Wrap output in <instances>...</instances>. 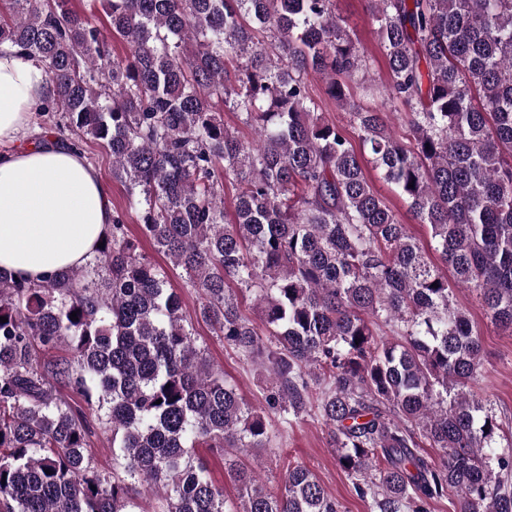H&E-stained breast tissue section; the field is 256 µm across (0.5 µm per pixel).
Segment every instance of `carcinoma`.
I'll return each mask as SVG.
<instances>
[{
    "instance_id": "carcinoma-1",
    "label": "carcinoma",
    "mask_w": 512,
    "mask_h": 512,
    "mask_svg": "<svg viewBox=\"0 0 512 512\" xmlns=\"http://www.w3.org/2000/svg\"><path fill=\"white\" fill-rule=\"evenodd\" d=\"M97 2L6 0L0 16V54L45 67L39 143L98 140L127 186L85 268L39 283L0 269V512H135L146 492L161 512H337L306 466L288 464L274 494L242 461L270 423L207 362L128 212L185 272L200 317L268 374L284 421L317 409L370 512H427L450 492L459 512H512V431L471 391L482 345L450 300L454 285L475 292L512 333V0H367L384 82L335 0H103L107 33ZM313 73L361 148L322 118ZM353 82L408 107L410 143L350 102ZM219 103L257 141L224 126ZM367 162L429 226L439 263ZM232 283L254 290L264 330ZM378 320L399 323L397 338L378 337ZM60 344L70 359L43 357ZM56 383L112 432V476ZM197 447L235 449L238 506ZM367 178L372 182L375 189L385 198L386 202L399 214L405 224H410V231L413 236L424 246L430 259L437 262L436 255L430 249L429 229L425 224H417L407 212L406 206L400 197L380 178L377 170L370 165L365 170Z\"/></svg>"
}]
</instances>
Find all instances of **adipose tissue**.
Returning <instances> with one entry per match:
<instances>
[{
	"label": "adipose tissue",
	"instance_id": "obj_1",
	"mask_svg": "<svg viewBox=\"0 0 512 512\" xmlns=\"http://www.w3.org/2000/svg\"><path fill=\"white\" fill-rule=\"evenodd\" d=\"M44 66L0 57V268L39 282L85 263L112 222L110 192L68 144L18 148L34 128Z\"/></svg>",
	"mask_w": 512,
	"mask_h": 512
}]
</instances>
